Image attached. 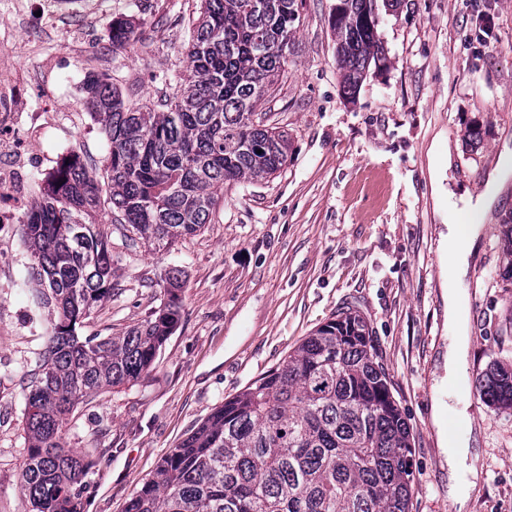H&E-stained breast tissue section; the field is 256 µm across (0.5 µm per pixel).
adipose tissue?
Segmentation results:
<instances>
[{"label":"adipose tissue","mask_w":512,"mask_h":512,"mask_svg":"<svg viewBox=\"0 0 512 512\" xmlns=\"http://www.w3.org/2000/svg\"><path fill=\"white\" fill-rule=\"evenodd\" d=\"M511 164L512 151H502L499 164L488 174L483 190L476 194L464 191L456 204L448 208V233L441 238V248L447 259L442 265L441 274L449 283L448 289L444 291L450 331L444 367L451 380L455 379L469 351L466 299L457 284L468 273L470 259L482 233L480 220L498 202L503 190L504 168ZM434 422L439 439L444 443L442 453L448 466V501L453 512H463L480 475L479 455L472 449L471 435H464L455 441L449 440L443 404H436Z\"/></svg>","instance_id":"1"}]
</instances>
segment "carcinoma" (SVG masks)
<instances>
[{"mask_svg":"<svg viewBox=\"0 0 512 512\" xmlns=\"http://www.w3.org/2000/svg\"><path fill=\"white\" fill-rule=\"evenodd\" d=\"M398 0H336L330 24L344 98L387 57L381 15ZM299 0H200L188 21L187 65L174 92L141 102L90 73L84 105L109 144L105 183L77 157L21 219L37 275L58 308L24 393L20 491L31 512H82L90 463L62 443L77 405L136 385L181 316L183 272L164 301L118 336L79 335L112 296V243L97 217L115 215L126 249H171L210 223L224 185L264 180L288 160V133L262 107L285 72ZM137 41L112 22V47ZM474 379L487 402L512 410V350ZM411 432L371 330L349 307L305 337L278 366L224 399L161 458L124 512H410Z\"/></svg>","mask_w":512,"mask_h":512,"instance_id":"obj_1","label":"carcinoma"}]
</instances>
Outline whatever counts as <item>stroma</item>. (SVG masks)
<instances>
[{
  "instance_id": "stroma-1",
  "label": "stroma",
  "mask_w": 512,
  "mask_h": 512,
  "mask_svg": "<svg viewBox=\"0 0 512 512\" xmlns=\"http://www.w3.org/2000/svg\"><path fill=\"white\" fill-rule=\"evenodd\" d=\"M335 0H303L284 78L265 103L291 141L287 164L261 182L224 189L210 224L170 251L118 256L119 291L104 300L81 335L122 334L163 297L161 279L182 267L181 319L152 371L132 387L78 406L63 436L93 462L83 512H123L161 457L254 379L349 306L367 320L411 429V512H452L432 422L448 345L440 235L449 193L480 192L504 145L512 146V0H399L381 38L389 66L370 72L355 103L341 95L329 23ZM199 0H0V51L28 43L22 79L58 108L26 136L25 192L37 199L63 153L101 175L108 143L80 99L40 74L48 60L83 80L104 72L123 91L155 97L186 66V22ZM131 21L139 39L113 50L112 23ZM93 43L86 57L77 39ZM512 224V178L487 216L463 287L469 353L451 405L474 426L482 475L468 512H512V414L471 386L506 339L512 282L485 281L506 267L501 239ZM20 224L0 223V512H28L19 489L25 446L27 369L44 348L58 312L47 302Z\"/></svg>"
}]
</instances>
